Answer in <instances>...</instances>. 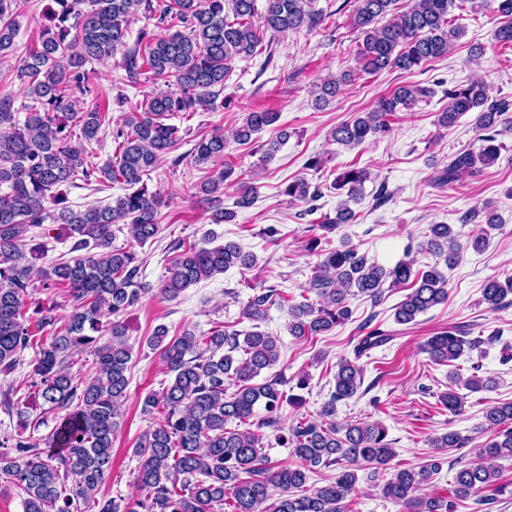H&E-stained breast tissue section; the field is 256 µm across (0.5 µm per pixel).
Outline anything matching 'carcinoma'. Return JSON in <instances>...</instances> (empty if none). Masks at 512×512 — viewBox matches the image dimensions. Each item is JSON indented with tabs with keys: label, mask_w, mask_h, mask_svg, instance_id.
<instances>
[{
	"label": "carcinoma",
	"mask_w": 512,
	"mask_h": 512,
	"mask_svg": "<svg viewBox=\"0 0 512 512\" xmlns=\"http://www.w3.org/2000/svg\"><path fill=\"white\" fill-rule=\"evenodd\" d=\"M84 0H53L51 25L40 36V48L25 55L17 68L23 91L33 101L23 124L13 122V99L0 96V373L8 374L34 347L35 338L54 327L49 305L32 299L35 260L46 257L48 242L28 244V233L51 221L68 229L74 258L44 270L43 290L61 293L73 301V311L60 330L53 331L37 351L30 385L42 400L43 412L59 417L55 428L37 437L45 420L32 419L13 398L15 390L0 393V409L19 417L18 428L0 442V479L24 494L23 512H82L94 501L97 512H347V500L357 483L356 470H371L375 479L389 469L395 457L388 432L378 421H338L337 404L369 392L376 381L364 384L363 367L356 364L364 354L381 347L393 334L367 321L364 334L354 346L355 360L336 364L334 390L318 418L299 420L279 433L280 411L286 380L275 374L262 383L254 379L273 369L280 358L278 338L261 330L270 306L284 301L278 290L267 288L253 294L242 307V316L252 329L240 333L217 330L201 346L194 333L168 337V328L155 327L148 345L161 351L168 386L147 393L142 402L147 413L158 414L155 427L135 448L140 464L135 483L140 498L120 507L111 499L93 500L112 471V440L124 415L131 358L125 326L120 317L149 292L140 281L137 254L112 247V226L129 225L131 236L141 245L156 238L160 200L142 184L178 141V128L162 122L181 112L193 113L214 104L224 90V80L234 65L258 52L260 33L311 31L326 18L312 8V0H266L258 10L256 0H170L160 9L153 0H89L92 9L83 12ZM504 19L496 33L497 43L512 48V0H490ZM454 0H355L347 15L361 43L355 55L361 72L378 74L386 69L410 71L448 55L464 36V28L448 18ZM18 0H0V58L5 56L19 31ZM158 13L160 23L175 28L172 33L151 36L140 33L137 46L126 48L130 23L141 14ZM387 19L379 26L377 20ZM122 53L121 67L130 82L149 70L154 79L173 81L176 89L157 92L146 99L143 111L129 113L112 129L118 145V164L99 169L101 177L124 186L125 193L103 206L75 210L68 205V190L80 180L90 184L93 168L87 162L84 143L99 138L106 113L97 104L83 108L84 96L92 93L82 67L88 60L107 61ZM359 72V73H361ZM356 71H344L317 86L315 104L325 106L341 88L356 80ZM79 96H74V93ZM430 90L402 85L377 100L366 112L331 131V140L356 147L369 137L391 131L389 116L413 109ZM467 113L484 133L486 145L479 151L465 150L453 156L434 182L450 186L464 176H475L499 157L494 144L498 127L512 128V102L492 100L480 80L448 91V106L438 113L437 125L449 129ZM277 119L274 112L245 114L235 130L237 141L252 136ZM79 123L81 140H72L69 123ZM224 135L213 133L194 148V162L204 164L224 155ZM233 174L228 165L214 178L200 184L197 194L212 205L213 222L234 220L236 210L256 202L252 188L240 189L234 209L222 206L224 183ZM367 169H345L337 174L334 189L344 191L336 216H322L312 230L320 234L308 241L313 252L356 216L350 204L360 200ZM293 203L313 205L321 197L303 177L284 190ZM499 217L485 207V226L473 233L468 244L482 251L488 230ZM420 248L437 258L426 270L414 268L415 260L400 261L391 268L371 263L355 249L321 250L310 280L317 300L288 306V333L296 338L320 336L344 324L352 315L350 296H365L376 307L384 300V285H412L396 307L395 322L408 325L432 307L448 299L447 281L440 263L453 266L460 244L450 224H432ZM256 257L242 252L234 241L214 247L191 248L171 269L161 288L169 298L234 266H253ZM512 275L488 280L483 301L498 310L509 304ZM463 326L429 337L423 353L435 365H447L482 343L501 339L467 338ZM93 356L92 374H72L68 366L79 353ZM235 390L228 391L229 386ZM440 403L456 414L463 397L450 388ZM265 417L248 428L256 406ZM485 430L490 440L476 458L453 477L445 496H419L442 469V454L461 449L466 439L447 432L429 441L436 449L422 464L393 471L382 494L401 512H457L472 499L482 512H491L506 486L498 484V461L512 458V401L498 402L485 411ZM235 423L243 429L230 428ZM262 428L278 432L277 438L293 449L298 463L276 466L262 448ZM340 466L336 478L324 485H307L309 474Z\"/></svg>",
	"instance_id": "1"
}]
</instances>
